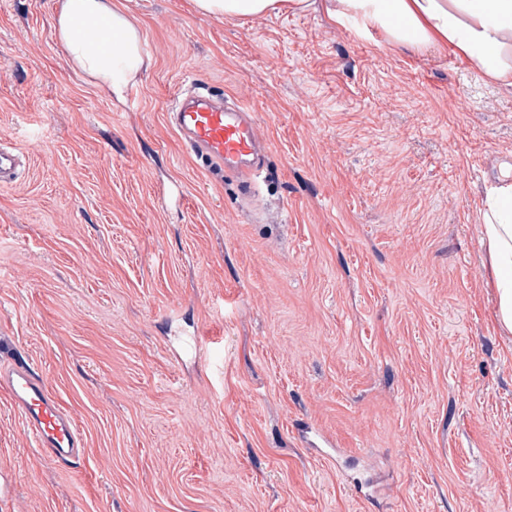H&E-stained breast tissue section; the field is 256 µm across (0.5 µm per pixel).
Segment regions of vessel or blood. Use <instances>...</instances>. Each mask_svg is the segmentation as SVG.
<instances>
[{"mask_svg":"<svg viewBox=\"0 0 512 512\" xmlns=\"http://www.w3.org/2000/svg\"><path fill=\"white\" fill-rule=\"evenodd\" d=\"M169 119L195 154L235 176L244 190L253 189L264 141L251 109L196 93L179 101ZM0 388L7 390L50 460L65 465L80 456L84 442L78 426L29 363L18 360L1 367Z\"/></svg>","mask_w":512,"mask_h":512,"instance_id":"1","label":"vessel or blood"}]
</instances>
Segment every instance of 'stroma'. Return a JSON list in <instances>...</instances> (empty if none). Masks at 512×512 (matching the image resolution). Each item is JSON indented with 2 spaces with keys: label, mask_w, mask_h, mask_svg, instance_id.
Wrapping results in <instances>:
<instances>
[{
  "label": "stroma",
  "mask_w": 512,
  "mask_h": 512,
  "mask_svg": "<svg viewBox=\"0 0 512 512\" xmlns=\"http://www.w3.org/2000/svg\"><path fill=\"white\" fill-rule=\"evenodd\" d=\"M137 104L66 62L59 0H0V364L85 442L61 467L0 391V512H512V341L481 208L512 88L316 8L116 0ZM202 84L269 143L255 193L167 114ZM313 427L334 446L319 454ZM198 12L215 17L302 14L317 0H193ZM20 166V156L13 148L0 144V183L11 181Z\"/></svg>",
  "instance_id": "obj_1"
}]
</instances>
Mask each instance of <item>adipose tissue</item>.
<instances>
[{
  "mask_svg": "<svg viewBox=\"0 0 512 512\" xmlns=\"http://www.w3.org/2000/svg\"><path fill=\"white\" fill-rule=\"evenodd\" d=\"M323 3L330 19L386 46L452 54L489 81L512 86V0H193L215 17L301 14ZM57 38L73 66L107 96L122 97L145 67L139 28L114 0H62ZM482 218L496 323L512 335V166L486 193Z\"/></svg>",
  "mask_w": 512,
  "mask_h": 512,
  "instance_id": "obj_1",
  "label": "adipose tissue"
}]
</instances>
